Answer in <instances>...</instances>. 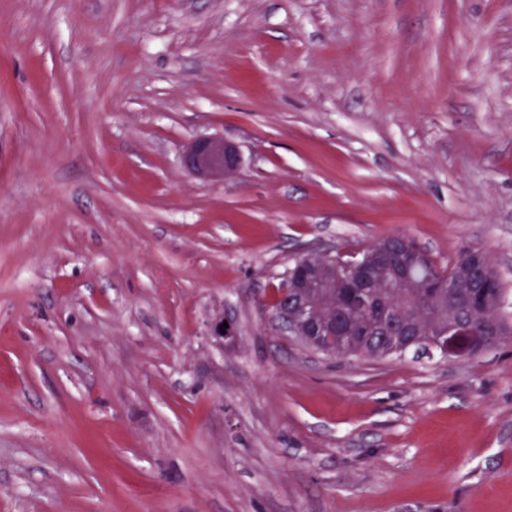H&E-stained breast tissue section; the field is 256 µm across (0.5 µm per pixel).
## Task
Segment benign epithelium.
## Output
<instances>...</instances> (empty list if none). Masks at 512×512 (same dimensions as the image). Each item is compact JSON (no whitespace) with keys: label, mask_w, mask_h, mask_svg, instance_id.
<instances>
[{"label":"benign epithelium","mask_w":512,"mask_h":512,"mask_svg":"<svg viewBox=\"0 0 512 512\" xmlns=\"http://www.w3.org/2000/svg\"><path fill=\"white\" fill-rule=\"evenodd\" d=\"M183 167L192 175L224 180L234 176L242 166L240 148L218 136L195 139L188 144L181 156ZM400 241L403 249L393 250L379 241L373 245L372 261L361 269V277L383 284L403 288H423L434 281L424 271L426 253L415 248L402 234L390 237ZM487 261L483 253L467 247L457 261L456 273L470 278L471 287L481 288L486 276ZM337 288L336 273L298 260L295 268L286 274V282L278 289L270 303L272 317L278 326L291 336H308L330 344L336 340V315L321 314L322 299ZM452 336L447 340L450 353L457 358L469 355L479 337L470 335L469 323L451 324Z\"/></svg>","instance_id":"1"}]
</instances>
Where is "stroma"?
I'll return each instance as SVG.
<instances>
[{
  "instance_id": "1",
  "label": "stroma",
  "mask_w": 512,
  "mask_h": 512,
  "mask_svg": "<svg viewBox=\"0 0 512 512\" xmlns=\"http://www.w3.org/2000/svg\"><path fill=\"white\" fill-rule=\"evenodd\" d=\"M395 233L482 248L512 319V0H0V512H512V343L269 317ZM183 167L192 175L224 180L234 176L242 166L240 148L224 137L207 136L188 144L181 156Z\"/></svg>"
}]
</instances>
